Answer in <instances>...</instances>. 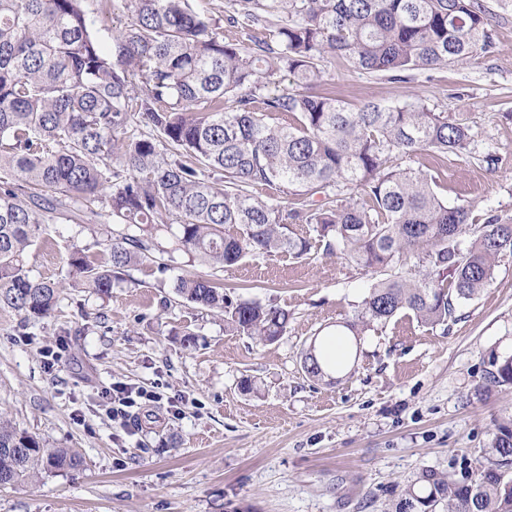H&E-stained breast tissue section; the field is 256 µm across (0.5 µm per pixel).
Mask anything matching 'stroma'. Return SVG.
Here are the masks:
<instances>
[{
	"mask_svg": "<svg viewBox=\"0 0 512 512\" xmlns=\"http://www.w3.org/2000/svg\"><path fill=\"white\" fill-rule=\"evenodd\" d=\"M478 2L489 19L479 58L400 81L339 59L321 68L350 107L419 101L467 125L470 158L394 162L430 171L437 195L471 205L480 225L512 220V0ZM112 229L102 211L57 220L30 247L28 267L65 278L69 252L102 259ZM293 230L312 238L307 257L249 255L223 272L232 298L288 310L273 343L227 332L223 315L175 295L176 276L209 271L183 253H154L106 295L63 289L44 320L0 309V414L84 460L80 471L0 489V512H395L423 472L458 479L487 456L494 421L512 414V385L484 388L495 362L512 356V253L447 323L403 312L373 324L348 336L339 373L316 381L305 349L354 320L389 272L326 253L310 225ZM165 261L173 268L162 275ZM186 329L196 349L183 347ZM245 376L256 392L240 390ZM118 384L158 400L121 424L104 397Z\"/></svg>",
	"mask_w": 512,
	"mask_h": 512,
	"instance_id": "stroma-1",
	"label": "stroma"
}]
</instances>
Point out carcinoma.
<instances>
[{"label": "carcinoma", "mask_w": 512, "mask_h": 512, "mask_svg": "<svg viewBox=\"0 0 512 512\" xmlns=\"http://www.w3.org/2000/svg\"><path fill=\"white\" fill-rule=\"evenodd\" d=\"M84 0H0V308L25 319L57 309L61 289L108 293L150 259L157 227L171 221L174 250L216 269L249 254L302 258L314 225L364 269L405 264L370 289L360 335L409 311L426 325L490 284L512 252V222L490 217L460 247L471 206H450L435 177L402 169L392 156L469 153L470 129L421 103H368L353 111L319 90V62L396 76L480 56L488 18L477 0H233L232 22L271 30L273 43L224 40L216 20L189 0H120L128 23L105 48ZM285 73L296 89L264 95ZM232 105L224 106L227 100ZM292 117L280 123L276 117ZM134 124L156 135L128 134ZM195 159L185 164L181 156ZM303 197L298 206L286 199ZM99 205L123 231L104 240L108 258L80 250L68 282L33 277L27 254L46 224L75 221ZM177 296L224 315V327L264 342L288 328V310L232 299L224 284L187 273ZM309 377L328 376L323 342L305 351ZM512 384V357L486 389ZM71 448H47L0 416V488L44 473L78 470ZM396 512H512V416L495 424L489 456L468 475L422 476Z\"/></svg>", "instance_id": "obj_1"}]
</instances>
